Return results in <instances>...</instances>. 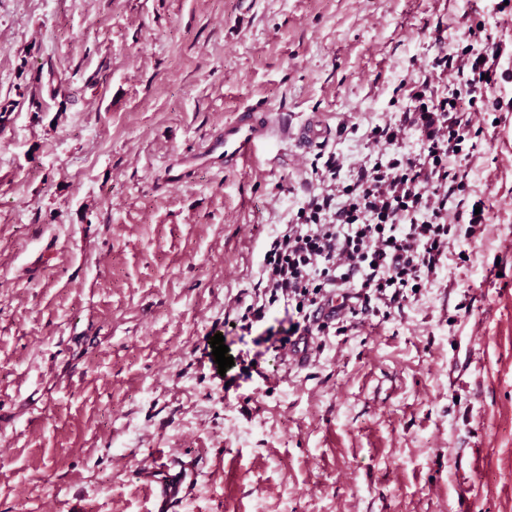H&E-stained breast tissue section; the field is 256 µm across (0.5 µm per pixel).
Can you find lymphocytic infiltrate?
<instances>
[{
  "label": "lymphocytic infiltrate",
  "mask_w": 512,
  "mask_h": 512,
  "mask_svg": "<svg viewBox=\"0 0 512 512\" xmlns=\"http://www.w3.org/2000/svg\"><path fill=\"white\" fill-rule=\"evenodd\" d=\"M434 45L405 105L366 131V156L347 166L336 152L322 155L319 191L271 236L241 317L244 333L261 330L252 362L316 336L346 335L369 317L389 319L438 277L455 231L480 232L486 217L467 203L469 161L484 147L476 116L502 107L488 96L501 76L502 44L470 22L455 38L435 35ZM409 131L418 153L402 149ZM329 303L335 317L316 322Z\"/></svg>",
  "instance_id": "lymphocytic-infiltrate-1"
}]
</instances>
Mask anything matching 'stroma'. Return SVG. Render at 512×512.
<instances>
[{
    "instance_id": "stroma-1",
    "label": "stroma",
    "mask_w": 512,
    "mask_h": 512,
    "mask_svg": "<svg viewBox=\"0 0 512 512\" xmlns=\"http://www.w3.org/2000/svg\"><path fill=\"white\" fill-rule=\"evenodd\" d=\"M496 3L0 0V512H154V448L196 471L176 512H456L475 448L468 512H512V109L470 161L490 219L418 302L229 387L204 346L253 350L238 299L316 155L197 157L251 106L323 119L324 150L357 162L430 32L467 15L502 41L490 94L512 99Z\"/></svg>"
}]
</instances>
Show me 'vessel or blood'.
<instances>
[{
    "label": "vessel or blood",
    "instance_id": "b4317fda",
    "mask_svg": "<svg viewBox=\"0 0 512 512\" xmlns=\"http://www.w3.org/2000/svg\"><path fill=\"white\" fill-rule=\"evenodd\" d=\"M329 126L320 121L292 124L283 114L245 109L224 122L223 130L205 141L204 155L218 156L221 170L228 171L255 163L264 146L274 141L292 142L294 146L309 150L320 147L330 136ZM153 488L157 512H172L180 500L185 481L183 474L156 475L154 470L142 473Z\"/></svg>",
    "mask_w": 512,
    "mask_h": 512
}]
</instances>
